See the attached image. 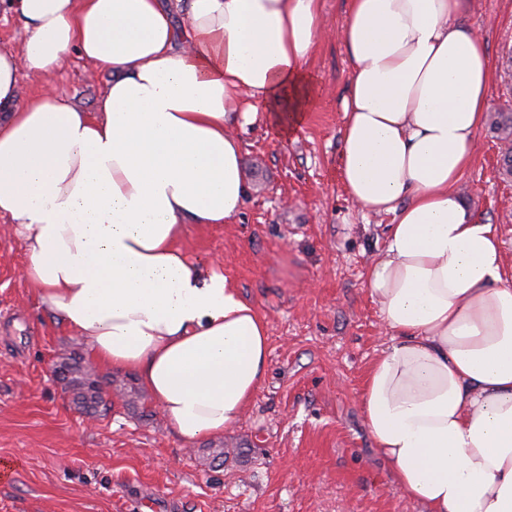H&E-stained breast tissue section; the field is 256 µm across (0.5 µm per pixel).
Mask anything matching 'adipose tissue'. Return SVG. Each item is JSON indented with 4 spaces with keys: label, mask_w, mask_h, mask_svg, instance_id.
I'll return each instance as SVG.
<instances>
[{
    "label": "adipose tissue",
    "mask_w": 512,
    "mask_h": 512,
    "mask_svg": "<svg viewBox=\"0 0 512 512\" xmlns=\"http://www.w3.org/2000/svg\"><path fill=\"white\" fill-rule=\"evenodd\" d=\"M319 4L10 0L30 70L75 51L112 79L94 113L59 92L23 101L0 52V215L45 309L96 362L135 371L186 441L242 420L269 343L259 310L179 241L238 221V130L303 125ZM469 7L351 0L340 170L354 207L394 216L366 275L389 337L360 395L376 448L427 512H512V267L459 191L491 96Z\"/></svg>",
    "instance_id": "obj_1"
}]
</instances>
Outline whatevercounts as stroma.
Instances as JSON below:
<instances>
[{"instance_id":"obj_1","label":"stroma","mask_w":512,"mask_h":512,"mask_svg":"<svg viewBox=\"0 0 512 512\" xmlns=\"http://www.w3.org/2000/svg\"><path fill=\"white\" fill-rule=\"evenodd\" d=\"M0 0V49L19 61L28 98L64 90L95 111L108 70L71 55L53 75L23 61L22 20ZM325 32L311 59L319 96L301 129L277 138L263 124L242 135L251 187L234 224H192L190 258L234 282L267 322L269 360L242 421L223 436L180 439L152 397L130 408L113 397L104 415L72 403L54 369L86 354L41 305L23 274L24 242L0 217V512H426L407 498L365 425L360 394L387 338L365 287L384 246L388 215H363L340 180L341 103L349 65L337 30L349 0H321ZM465 25L492 61L490 112H512V0H473ZM504 144L478 136L464 202L496 225L512 266V178ZM224 451L223 461L212 457Z\"/></svg>"}]
</instances>
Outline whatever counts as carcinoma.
<instances>
[{
	"mask_svg": "<svg viewBox=\"0 0 512 512\" xmlns=\"http://www.w3.org/2000/svg\"><path fill=\"white\" fill-rule=\"evenodd\" d=\"M497 138L507 144L501 159L502 174L512 177V112H498L492 121ZM57 379L71 392L73 403L88 415L110 403L112 382L103 381L95 368L83 357L73 353L58 364Z\"/></svg>",
	"mask_w": 512,
	"mask_h": 512,
	"instance_id": "obj_1",
	"label": "carcinoma"
}]
</instances>
